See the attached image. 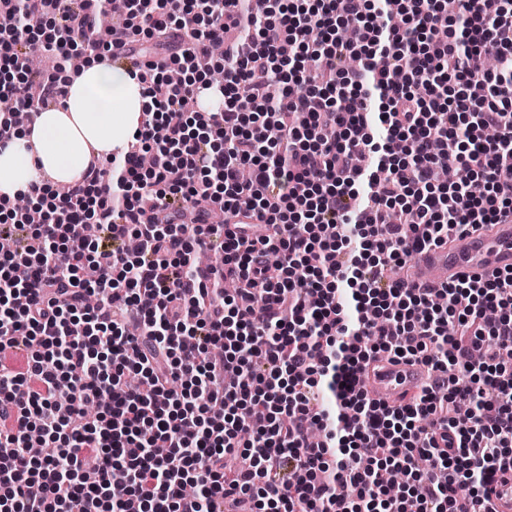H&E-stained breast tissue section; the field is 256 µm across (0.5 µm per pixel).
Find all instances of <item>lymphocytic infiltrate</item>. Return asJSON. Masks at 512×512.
I'll list each match as a JSON object with an SVG mask.
<instances>
[{
    "label": "lymphocytic infiltrate",
    "instance_id": "lymphocytic-infiltrate-1",
    "mask_svg": "<svg viewBox=\"0 0 512 512\" xmlns=\"http://www.w3.org/2000/svg\"><path fill=\"white\" fill-rule=\"evenodd\" d=\"M4 2L14 109L108 55L114 11L150 103L124 154L37 188L42 223L0 195V350L29 352L0 365V512H489L512 467V272L420 290L389 270L512 219V0ZM41 53L53 73L28 69ZM211 88L220 111L188 110ZM454 163L482 195L438 182ZM117 224L136 252L109 247ZM382 353L429 368L402 408L357 386Z\"/></svg>",
    "mask_w": 512,
    "mask_h": 512
}]
</instances>
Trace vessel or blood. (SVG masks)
Masks as SVG:
<instances>
[{
	"label": "vessel or blood",
	"instance_id": "obj_1",
	"mask_svg": "<svg viewBox=\"0 0 512 512\" xmlns=\"http://www.w3.org/2000/svg\"><path fill=\"white\" fill-rule=\"evenodd\" d=\"M510 269L512 223L497 224L423 251L412 261L405 281L416 288L438 287ZM427 380L428 370L422 363L389 357L370 363L359 378L371 398L389 407L406 405ZM489 502L492 512H512V471L496 475Z\"/></svg>",
	"mask_w": 512,
	"mask_h": 512
}]
</instances>
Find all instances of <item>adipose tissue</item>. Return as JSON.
I'll return each instance as SVG.
<instances>
[{"label":"adipose tissue","mask_w":512,"mask_h":512,"mask_svg":"<svg viewBox=\"0 0 512 512\" xmlns=\"http://www.w3.org/2000/svg\"><path fill=\"white\" fill-rule=\"evenodd\" d=\"M148 103L126 68L106 56L92 60L57 107L39 111L0 146V194L26 196L46 173L57 183L79 180L89 147L105 155L123 150Z\"/></svg>","instance_id":"obj_1"}]
</instances>
